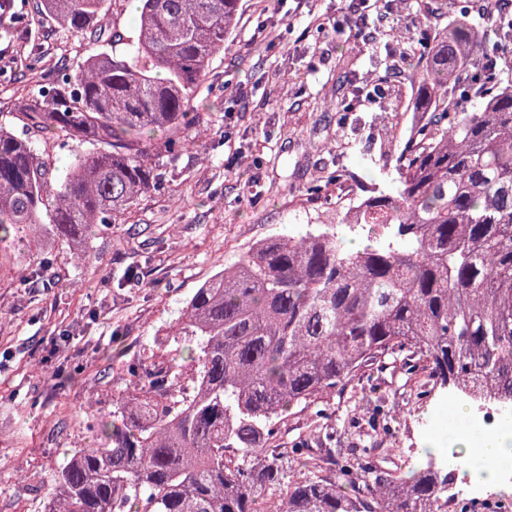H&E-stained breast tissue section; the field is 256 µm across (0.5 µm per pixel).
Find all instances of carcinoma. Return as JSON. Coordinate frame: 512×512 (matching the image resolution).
I'll list each match as a JSON object with an SVG mask.
<instances>
[{"label": "carcinoma", "mask_w": 512, "mask_h": 512, "mask_svg": "<svg viewBox=\"0 0 512 512\" xmlns=\"http://www.w3.org/2000/svg\"><path fill=\"white\" fill-rule=\"evenodd\" d=\"M107 2L37 0L91 49L15 113L26 137L0 123L1 242L70 243L118 223L161 184L156 160H177L209 121L193 100L241 0H140L130 37L104 23ZM477 15L489 25L438 28L413 71L422 116L394 187L254 244L197 288L167 329L195 342L189 370L129 369L120 423L56 471L44 512H448L456 452L391 472L276 439L292 410L328 418L338 389L400 355L433 391L512 408V58L473 110L457 106L484 31L512 39V18ZM49 135L95 149L60 173L36 147ZM290 462L304 475L287 482Z\"/></svg>", "instance_id": "carcinoma-1"}]
</instances>
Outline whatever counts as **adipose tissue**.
Segmentation results:
<instances>
[{"mask_svg": "<svg viewBox=\"0 0 512 512\" xmlns=\"http://www.w3.org/2000/svg\"><path fill=\"white\" fill-rule=\"evenodd\" d=\"M446 444L462 451L464 465L475 479L490 482L498 470L512 468V437L475 429L467 423L463 408L451 409L447 421L428 441L435 451Z\"/></svg>", "mask_w": 512, "mask_h": 512, "instance_id": "obj_1", "label": "adipose tissue"}]
</instances>
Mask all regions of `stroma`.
Segmentation results:
<instances>
[{
  "label": "stroma",
  "instance_id": "obj_1",
  "mask_svg": "<svg viewBox=\"0 0 512 512\" xmlns=\"http://www.w3.org/2000/svg\"><path fill=\"white\" fill-rule=\"evenodd\" d=\"M460 2L447 0V12L421 26L415 0H397L385 24L417 41L462 16ZM242 4L212 62L211 89L195 99L211 114L209 130L192 133L182 157L164 164L161 187L138 199L126 223L86 242L94 266L48 239L51 271L23 288L16 277L30 271L29 256L0 242V512H42L56 470L97 440L100 422L126 396L130 365H189L191 342L164 330L220 264L259 240L304 233L335 211L337 196L384 181L378 151L340 147L354 121L393 148L412 123L411 67L386 70L354 24L373 14V0ZM87 54L86 41L38 15L35 0H10L0 14V122L20 132L11 116L17 100ZM339 165L348 181L310 197L308 186ZM416 385L373 366L337 391L325 423L333 448L349 453L369 418H388L393 430L378 433L374 456L385 469L408 467L428 438L408 423L422 411L410 397Z\"/></svg>",
  "mask_w": 512,
  "mask_h": 512
}]
</instances>
